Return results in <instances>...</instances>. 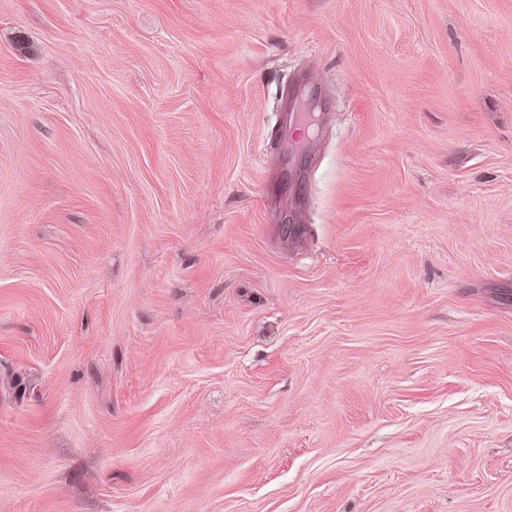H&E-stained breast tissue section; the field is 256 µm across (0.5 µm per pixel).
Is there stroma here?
<instances>
[{"instance_id":"1","label":"stroma","mask_w":512,"mask_h":512,"mask_svg":"<svg viewBox=\"0 0 512 512\" xmlns=\"http://www.w3.org/2000/svg\"><path fill=\"white\" fill-rule=\"evenodd\" d=\"M0 512H512V0H0Z\"/></svg>"}]
</instances>
